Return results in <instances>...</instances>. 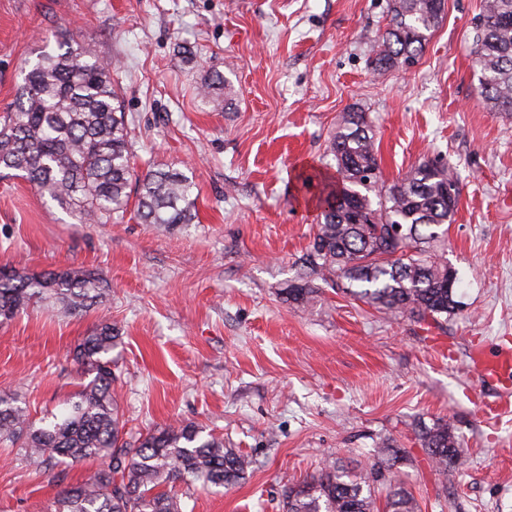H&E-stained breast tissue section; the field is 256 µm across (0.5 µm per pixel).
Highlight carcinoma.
<instances>
[{
	"label": "carcinoma",
	"instance_id": "1",
	"mask_svg": "<svg viewBox=\"0 0 512 512\" xmlns=\"http://www.w3.org/2000/svg\"><path fill=\"white\" fill-rule=\"evenodd\" d=\"M388 26L374 39L376 71L418 59L444 15V0H391ZM475 30L479 94L493 112L512 114V0H484ZM230 83L215 70L198 88L213 103L229 101ZM128 121L117 85L96 50L64 32L57 48L27 65L13 106L0 114V173L25 179L82 224H119L137 186V214L146 224H191L193 182L183 173L132 164ZM327 154L336 173H301L306 189L318 184L320 221L299 258L286 301L310 304L317 281L341 288L379 312L421 323H440L458 310L457 274L445 258L441 227L458 199L448 166L427 160L401 180L384 179L372 120L346 112ZM106 295L103 279L83 267L29 274L0 267V319L34 302L52 300L65 315L93 308ZM119 329L100 322L77 345L73 360L89 381L66 400L60 414L37 426L17 393L0 394V442L18 447L36 472L70 461L98 463L83 483L63 488L55 512H185L176 485L228 488L253 470L254 461L224 438L190 423L167 425L139 437L125 432L112 386V350ZM415 433L429 464L446 478L466 464L451 422L419 424ZM404 451L384 440L367 468L337 460L316 476L288 486L283 512H374L375 493L386 490L385 512H420L398 478Z\"/></svg>",
	"mask_w": 512,
	"mask_h": 512
}]
</instances>
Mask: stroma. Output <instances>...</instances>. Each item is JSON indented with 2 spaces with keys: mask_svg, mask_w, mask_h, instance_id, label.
Returning <instances> with one entry per match:
<instances>
[{
  "mask_svg": "<svg viewBox=\"0 0 512 512\" xmlns=\"http://www.w3.org/2000/svg\"><path fill=\"white\" fill-rule=\"evenodd\" d=\"M483 0H445L418 62L370 64L389 0H0V112L25 61L70 30L112 70L137 171L194 183L196 219L167 229L127 211L82 224L20 178L0 177V266L85 267L108 290L70 317L50 305L0 323V392L31 420L58 412L84 376L74 348L109 316L122 333L114 385L129 435L193 422L253 458L231 489L192 486L190 512H281L289 484L325 461L360 465L387 438L408 454L399 475L421 512H512V399L470 366L478 347H512V115L478 96L474 28ZM233 86L221 108L196 89L211 71ZM376 126L385 178L439 159L460 190L447 260L460 308L442 326L387 319L341 290L297 306L317 221L296 201L297 174L322 167L343 113ZM452 422L468 462L441 480L412 426ZM91 461L35 472L0 445V512H52Z\"/></svg>",
  "mask_w": 512,
  "mask_h": 512,
  "instance_id": "35a3bbf8",
  "label": "stroma"
}]
</instances>
